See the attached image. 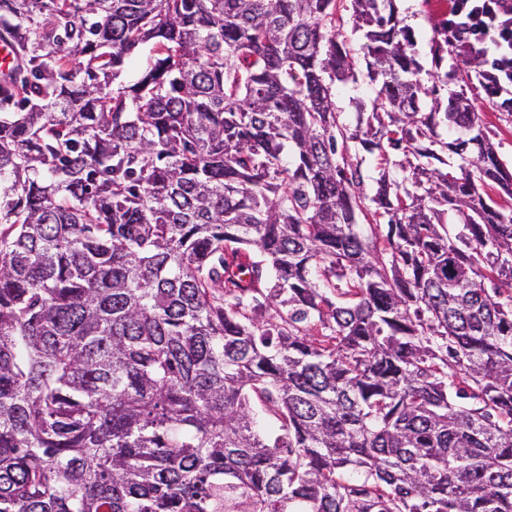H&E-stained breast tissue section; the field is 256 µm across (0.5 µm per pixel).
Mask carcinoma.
<instances>
[{"label": "carcinoma", "mask_w": 512, "mask_h": 512, "mask_svg": "<svg viewBox=\"0 0 512 512\" xmlns=\"http://www.w3.org/2000/svg\"><path fill=\"white\" fill-rule=\"evenodd\" d=\"M0 34V512H512V172L441 31L427 80L395 0ZM336 29L342 34L345 47L356 63L357 81L347 85H338L336 92V109L343 112L346 123L355 125L357 103L363 102L370 105L373 98V86L367 75L364 62V40L359 33L352 32V20L348 12L339 8L336 14Z\"/></svg>", "instance_id": "obj_1"}]
</instances>
